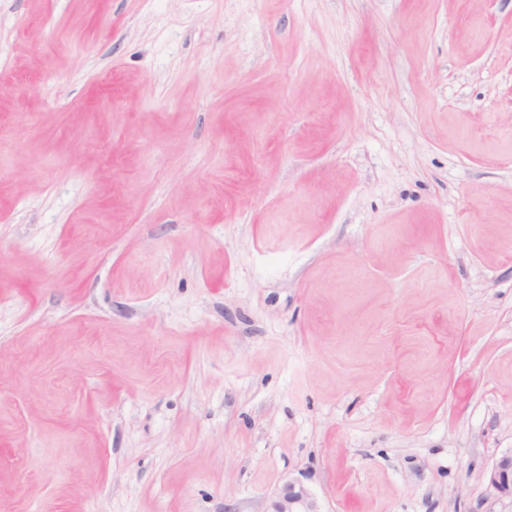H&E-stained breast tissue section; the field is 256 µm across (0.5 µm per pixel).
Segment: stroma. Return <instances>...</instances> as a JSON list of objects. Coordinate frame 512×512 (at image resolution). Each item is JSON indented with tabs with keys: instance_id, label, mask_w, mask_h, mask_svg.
Listing matches in <instances>:
<instances>
[{
	"instance_id": "obj_1",
	"label": "stroma",
	"mask_w": 512,
	"mask_h": 512,
	"mask_svg": "<svg viewBox=\"0 0 512 512\" xmlns=\"http://www.w3.org/2000/svg\"><path fill=\"white\" fill-rule=\"evenodd\" d=\"M512 0H0V512H512ZM486 481L495 499L512 501V453L498 457L486 473ZM269 512H321L313 495L301 484L289 481L273 502Z\"/></svg>"
}]
</instances>
